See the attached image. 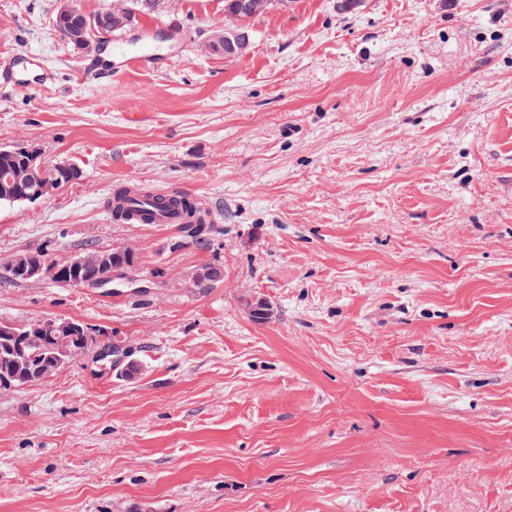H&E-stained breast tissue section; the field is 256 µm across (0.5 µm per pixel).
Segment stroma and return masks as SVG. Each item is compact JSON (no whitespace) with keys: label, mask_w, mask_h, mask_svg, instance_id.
Listing matches in <instances>:
<instances>
[{"label":"stroma","mask_w":512,"mask_h":512,"mask_svg":"<svg viewBox=\"0 0 512 512\" xmlns=\"http://www.w3.org/2000/svg\"><path fill=\"white\" fill-rule=\"evenodd\" d=\"M57 8L0 0L27 73L0 146L82 171L0 205V318L124 352L0 391V512H512V0H294L230 58L224 0H161L95 55ZM130 182L191 194L208 244L112 223ZM86 246L137 260L103 288L5 269ZM224 28L215 32L207 43V49L213 53H243L250 46L249 34L244 31L234 15L226 16Z\"/></svg>","instance_id":"obj_1"}]
</instances>
